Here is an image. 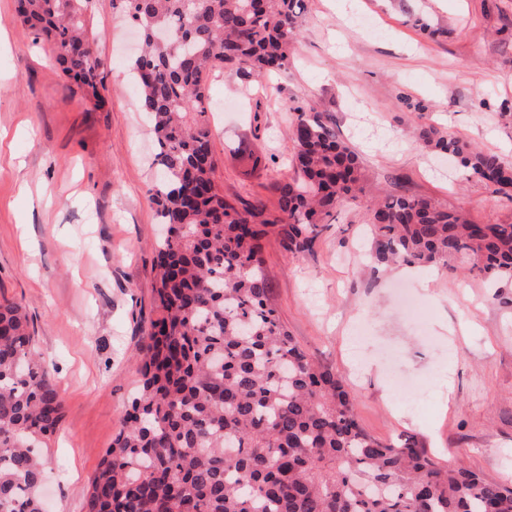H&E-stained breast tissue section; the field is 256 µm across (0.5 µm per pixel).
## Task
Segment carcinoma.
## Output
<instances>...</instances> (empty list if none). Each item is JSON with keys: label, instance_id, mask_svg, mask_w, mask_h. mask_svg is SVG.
<instances>
[{"label": "carcinoma", "instance_id": "obj_1", "mask_svg": "<svg viewBox=\"0 0 512 512\" xmlns=\"http://www.w3.org/2000/svg\"><path fill=\"white\" fill-rule=\"evenodd\" d=\"M85 0H18L20 21L64 76L95 101L98 63ZM135 23L142 110L153 123L157 304L125 426L103 454L83 512H512V486L442 467L411 438L359 425L341 379L318 367L270 303L263 240L312 251L353 202L380 266L398 262L512 280V224H479L422 196L364 197L357 154L336 121L304 103L290 128L296 176L266 185L272 202L224 196L205 123L216 68L268 75L288 66L305 0H112ZM418 137L512 198V164L429 124ZM54 368L36 358L20 305L0 303V512H45L42 450L63 421Z\"/></svg>", "mask_w": 512, "mask_h": 512}]
</instances>
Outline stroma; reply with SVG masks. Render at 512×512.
Segmentation results:
<instances>
[{"mask_svg":"<svg viewBox=\"0 0 512 512\" xmlns=\"http://www.w3.org/2000/svg\"><path fill=\"white\" fill-rule=\"evenodd\" d=\"M275 94L256 77L208 80L216 177L248 200L291 176L294 108L333 113L368 190L428 197L480 224L512 222V201L448 164L414 133L435 125L512 162V0H306ZM0 0V302L22 305L64 406L45 455L49 512H82L90 479L119 432L138 359L158 315L149 200L151 122L129 74V27L112 0H89L105 104L61 72ZM371 19L375 34L358 24ZM445 28L424 35L416 19ZM262 164L247 172L240 156ZM354 205L298 259L275 239L263 256L271 303L299 344L339 374L360 425L412 437L442 466L512 484V281L378 267ZM365 339L353 347L356 329Z\"/></svg>","mask_w":512,"mask_h":512,"instance_id":"1","label":"stroma"}]
</instances>
